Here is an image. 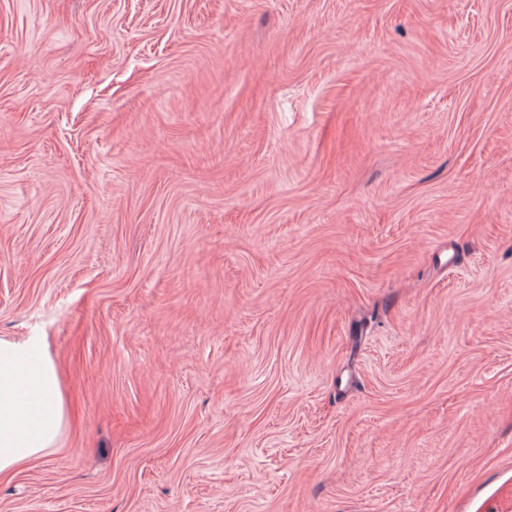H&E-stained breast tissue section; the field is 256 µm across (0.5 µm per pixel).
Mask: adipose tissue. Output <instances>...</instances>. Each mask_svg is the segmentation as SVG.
<instances>
[{
    "label": "adipose tissue",
    "instance_id": "adipose-tissue-1",
    "mask_svg": "<svg viewBox=\"0 0 512 512\" xmlns=\"http://www.w3.org/2000/svg\"><path fill=\"white\" fill-rule=\"evenodd\" d=\"M67 422L50 355L34 339H0V475L45 456Z\"/></svg>",
    "mask_w": 512,
    "mask_h": 512
}]
</instances>
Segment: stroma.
<instances>
[{
	"label": "stroma",
	"instance_id": "stroma-1",
	"mask_svg": "<svg viewBox=\"0 0 512 512\" xmlns=\"http://www.w3.org/2000/svg\"><path fill=\"white\" fill-rule=\"evenodd\" d=\"M0 337V512H512V0H0ZM67 422L50 355L35 339H0V475L45 456Z\"/></svg>",
	"mask_w": 512,
	"mask_h": 512
}]
</instances>
